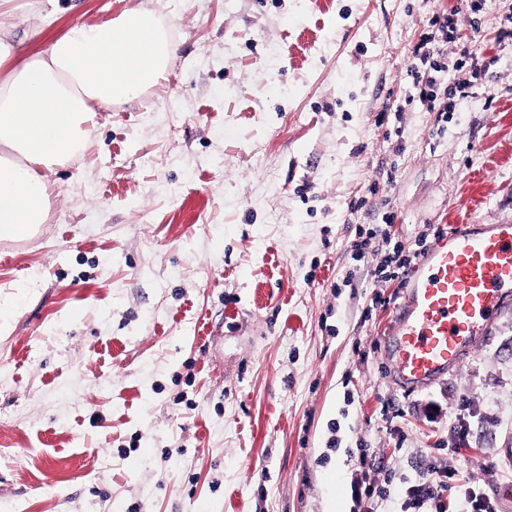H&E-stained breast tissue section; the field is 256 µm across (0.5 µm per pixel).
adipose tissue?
Here are the masks:
<instances>
[{"mask_svg":"<svg viewBox=\"0 0 512 512\" xmlns=\"http://www.w3.org/2000/svg\"><path fill=\"white\" fill-rule=\"evenodd\" d=\"M0 38V238L48 220L43 174L83 150L99 107H116L163 77L175 47L154 12L133 9L69 27L42 44Z\"/></svg>","mask_w":512,"mask_h":512,"instance_id":"adipose-tissue-1","label":"adipose tissue"}]
</instances>
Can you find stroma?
Here are the masks:
<instances>
[{
	"instance_id": "obj_1",
	"label": "stroma",
	"mask_w": 512,
	"mask_h": 512,
	"mask_svg": "<svg viewBox=\"0 0 512 512\" xmlns=\"http://www.w3.org/2000/svg\"><path fill=\"white\" fill-rule=\"evenodd\" d=\"M21 2L17 43L145 8L176 52L47 170L48 222L0 239V512H358V482L401 512L450 475L512 512V308L406 392L382 272L512 222V0ZM425 41L444 112L413 87Z\"/></svg>"
}]
</instances>
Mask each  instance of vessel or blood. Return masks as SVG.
<instances>
[{
	"mask_svg": "<svg viewBox=\"0 0 512 512\" xmlns=\"http://www.w3.org/2000/svg\"><path fill=\"white\" fill-rule=\"evenodd\" d=\"M387 337L390 372L414 392L454 372L512 306V224H456L407 275Z\"/></svg>",
	"mask_w": 512,
	"mask_h": 512,
	"instance_id": "obj_1",
	"label": "vessel or blood"
}]
</instances>
